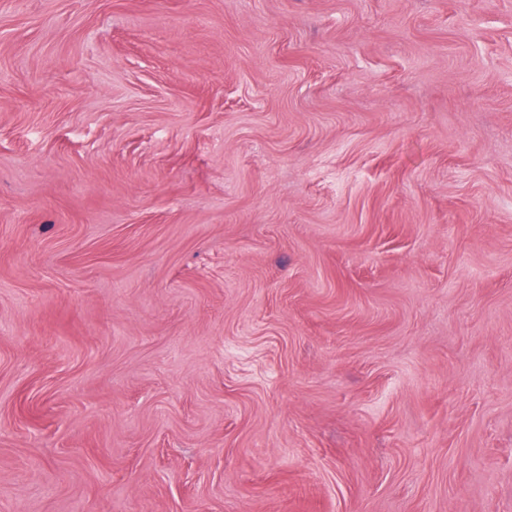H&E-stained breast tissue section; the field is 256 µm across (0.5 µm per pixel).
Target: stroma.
Returning a JSON list of instances; mask_svg holds the SVG:
<instances>
[{
  "instance_id": "1",
  "label": "stroma",
  "mask_w": 512,
  "mask_h": 512,
  "mask_svg": "<svg viewBox=\"0 0 512 512\" xmlns=\"http://www.w3.org/2000/svg\"><path fill=\"white\" fill-rule=\"evenodd\" d=\"M0 512H512V0H0Z\"/></svg>"
}]
</instances>
